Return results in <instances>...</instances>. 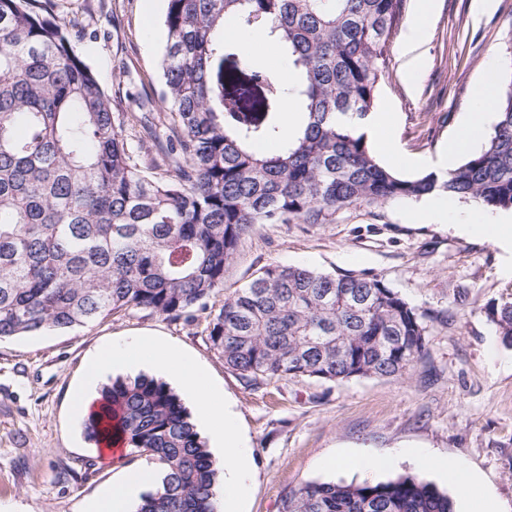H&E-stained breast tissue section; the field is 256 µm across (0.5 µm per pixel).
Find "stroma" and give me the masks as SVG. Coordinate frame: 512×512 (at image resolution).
Listing matches in <instances>:
<instances>
[{"label": "stroma", "mask_w": 512, "mask_h": 512, "mask_svg": "<svg viewBox=\"0 0 512 512\" xmlns=\"http://www.w3.org/2000/svg\"><path fill=\"white\" fill-rule=\"evenodd\" d=\"M433 3L420 71L410 82L401 33L413 25L418 0H406L377 99L394 114L395 142L412 161L398 173L409 178L434 171L475 111L486 74L502 79L512 46V0ZM51 10L80 22L74 49L123 118L135 160L165 173L170 160L140 140L143 120L163 122L165 0H52ZM421 207L364 204L322 224L257 225L227 267L222 293L191 322L140 312L0 341V512H85L88 501L143 465L134 454L103 456L73 405L86 364L134 334L182 350L232 401L252 458L245 512H278L288 490L306 482L360 481V474L326 468L331 457L400 448L461 462L481 477L497 512H512V346L489 316L491 306L512 301V245L463 228L470 203L452 202L443 224L417 220ZM270 264L376 275L417 309L448 321L432 323L427 357L403 379L249 386L211 348L207 327L225 293Z\"/></svg>", "instance_id": "stroma-1"}]
</instances>
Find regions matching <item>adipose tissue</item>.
Listing matches in <instances>:
<instances>
[{
  "instance_id": "ef3b65f1",
  "label": "adipose tissue",
  "mask_w": 512,
  "mask_h": 512,
  "mask_svg": "<svg viewBox=\"0 0 512 512\" xmlns=\"http://www.w3.org/2000/svg\"><path fill=\"white\" fill-rule=\"evenodd\" d=\"M494 93L493 81H486L478 95L476 112L469 114L449 141L440 159L441 164L452 165L471 150L477 134L484 130L487 114L494 108ZM145 367L175 379L182 393L196 406L212 445L220 452L219 467L224 479L223 512H238V503L250 479L249 448L239 432L236 414L231 406L212 386L207 375L179 351L165 344L140 339L103 349L88 370V391L79 393L76 398L80 413L88 414L95 402L91 388L105 372H135ZM403 461L442 476L452 475L460 499L476 500L481 496L477 474L423 448H403L384 455H363L354 460L341 456L336 458L335 463L339 466L354 465L361 475L369 476ZM158 474L155 465H143L113 484L101 498L89 505L88 512H129L132 502L156 483Z\"/></svg>"
}]
</instances>
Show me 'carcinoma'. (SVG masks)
<instances>
[{
  "instance_id": "carcinoma-1",
  "label": "carcinoma",
  "mask_w": 512,
  "mask_h": 512,
  "mask_svg": "<svg viewBox=\"0 0 512 512\" xmlns=\"http://www.w3.org/2000/svg\"><path fill=\"white\" fill-rule=\"evenodd\" d=\"M405 0H166L160 148L182 158L155 176L76 53V25L42 0H0V341L147 312L193 320L259 224H317L357 204L434 192L512 209V47L481 150L445 174L405 178L352 121L375 108ZM234 16L277 42L292 80L224 37ZM302 116L284 137L287 102ZM512 345V302L490 311ZM375 275L261 267L224 296L208 341L248 385L306 377L401 378L428 351L430 323ZM163 469L135 512H217L216 462L180 398L144 375L102 388L84 420ZM280 512H453L418 475L308 482Z\"/></svg>"
}]
</instances>
